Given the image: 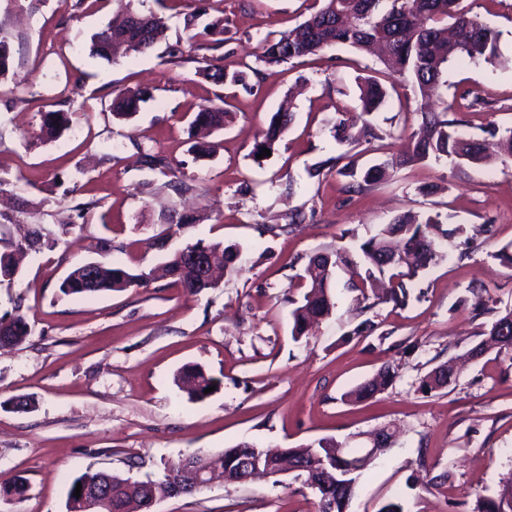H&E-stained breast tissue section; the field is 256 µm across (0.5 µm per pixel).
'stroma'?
<instances>
[{"label":"stroma","mask_w":512,"mask_h":512,"mask_svg":"<svg viewBox=\"0 0 512 512\" xmlns=\"http://www.w3.org/2000/svg\"><path fill=\"white\" fill-rule=\"evenodd\" d=\"M220 22L225 41L208 58L227 69L258 66L265 39L294 28L313 0H141L167 19L165 38L145 53L104 60L92 36L112 19V0H0V28L13 36V61L0 80V216L21 237L43 225L53 245L29 251L22 271L0 283V316L21 310L31 335L0 348V484L23 479V497L0 512H65L73 480L106 470L134 480L196 453L218 454L247 442L295 448L322 438L355 448L361 434L392 427L398 435L360 476L347 512H475L512 475V361L471 358L497 315L512 310V271L492 254L512 242V162L476 164L428 158L365 190H350L337 170L308 175L317 162L346 155L362 171L402 152L421 124L420 96L385 74L376 57L336 46L267 75L253 92L198 74L186 17ZM500 31L501 62H453L443 96L455 132L484 139L512 127V0H459ZM377 78L386 103L370 121L377 140L338 143L340 113L360 109L357 82ZM149 94L129 117L112 113L127 92ZM224 95L230 118L211 134L214 153L194 158L189 122ZM294 120L274 152L253 145L274 112ZM60 110L69 127L50 139L42 113ZM183 170L188 193L143 165L147 151ZM294 194H284L285 182ZM86 222L71 226L73 206ZM199 221L163 223L172 210ZM303 212L302 224L281 230ZM447 217L463 234L444 241L446 257L418 278L421 299L363 307L338 271L330 318L300 339L291 335V279L311 256L358 245L401 213ZM490 225L491 235L480 234ZM236 244L237 275L192 296L170 278L95 296L65 295L59 285L76 264L150 271L197 240ZM372 335H354L363 320ZM453 362L449 388L422 392L421 379ZM196 364L221 382L202 401L175 382ZM396 377L364 402L346 392L383 367ZM21 399L29 408H18ZM156 512H316L317 497L295 474L225 483L164 500Z\"/></svg>","instance_id":"1"}]
</instances>
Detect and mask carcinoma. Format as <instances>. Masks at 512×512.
Wrapping results in <instances>:
<instances>
[{
    "mask_svg": "<svg viewBox=\"0 0 512 512\" xmlns=\"http://www.w3.org/2000/svg\"><path fill=\"white\" fill-rule=\"evenodd\" d=\"M324 5L311 13L295 28L273 39L265 40L263 52L258 57L265 69L273 70L295 59L315 54L325 48L338 44L348 45L356 50H369L379 45L384 50L382 64L392 74L403 81L418 87L424 97L439 94L442 77L448 63L456 59L470 61L484 60L493 62L497 58L500 33L476 18L455 10L457 0H323ZM166 31L165 18L153 12L143 13L128 7L117 14L112 23L93 36L94 53L110 57V50L116 45H124L132 52H142L153 47ZM219 34L218 25L208 24L192 38H203L197 43L199 50H211L213 45L222 43L215 38ZM214 40H209V37ZM11 43L7 34L0 30V79L9 70ZM202 64L200 72L216 83L228 84L250 92L254 88L251 79H260L262 70L232 71L215 67L206 56L198 58ZM362 111L369 114L385 104L386 90L376 81H367L359 87ZM145 101L141 91H128L112 101V112L119 116H130L137 112L140 103ZM422 132L417 139L408 144L407 150L400 156L367 168L362 181L357 183L358 190L385 179L389 172L396 170L409 161H420L430 156H457L461 138L450 132L455 120L448 118V107L441 111L420 108ZM228 112L224 107L206 105L194 114L192 126L197 131L211 132L224 128V118ZM293 113L280 110L273 113L270 121L254 144L252 154L261 153V149L274 150L292 123ZM68 124L67 114L50 111L42 115V129L46 136L55 137L64 131ZM335 138L341 144H356L362 140L377 139L375 128L365 123L356 126V122L346 117L340 118L334 127ZM481 152L480 161L506 154L512 158V128L503 132L494 131L491 139L473 141ZM462 232L456 227L448 230L438 217L429 216L423 222H417L407 215L395 217L376 235L360 245L363 261L357 265L347 253L338 251L335 256L316 254L309 259L308 269L317 273L305 283H299L304 289L300 299H288L292 305V335L300 338L307 332L311 320H321L329 316L335 307L330 285L334 280L335 269L345 268L350 273L348 288L359 293L364 300L369 292L378 288V283L387 280L382 294L377 296L381 302L405 303L408 296V282L414 280L429 267L445 258L441 242ZM49 241V233L43 227L32 230L21 241H14L0 233V279L13 280L18 274L13 255L24 250L37 249ZM192 246L213 253H220L227 275L237 274L234 266L235 250L233 245L221 242L198 240ZM85 264L72 268L60 284L65 295H95L104 292H119L128 288L142 287L150 279V274L134 272L122 267L98 265L94 270L92 282H87L83 270ZM165 271L188 294L197 296L215 288V285L203 280L190 271L182 270L181 258L171 255L165 263ZM507 327L508 334L500 337L499 351L512 350V311L506 312L491 324L490 331ZM30 334L25 317L19 313L5 314L0 317V347L19 346ZM394 373L386 366L373 378L360 384L346 394L351 401L361 402L374 397L385 390L392 382ZM177 380L182 382L189 399L203 401L210 397L205 392L210 386H220V381L208 375L199 366H188L179 372ZM456 376L448 372V366L433 369L421 380L422 390L431 392L449 387ZM367 465L353 458L348 476L336 479L331 473L330 482H339L346 486V495H354L357 481ZM99 483L113 491L103 494L96 512H131V504L141 505L146 497L143 485L145 481H130L110 472L97 471L84 473L72 482L66 501V512H84L80 498L74 496L76 485ZM481 512H512V476L504 480L496 495L483 500Z\"/></svg>",
    "mask_w": 512,
    "mask_h": 512,
    "instance_id": "1",
    "label": "carcinoma"
}]
</instances>
